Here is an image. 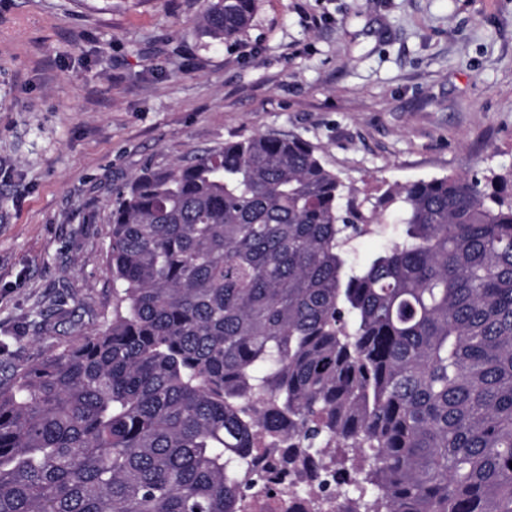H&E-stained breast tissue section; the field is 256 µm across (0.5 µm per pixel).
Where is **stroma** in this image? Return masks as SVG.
<instances>
[{
	"mask_svg": "<svg viewBox=\"0 0 512 512\" xmlns=\"http://www.w3.org/2000/svg\"><path fill=\"white\" fill-rule=\"evenodd\" d=\"M203 0H0V381L112 321L114 190L255 134L356 191L512 165V0H256L231 42Z\"/></svg>",
	"mask_w": 512,
	"mask_h": 512,
	"instance_id": "35a3bbf8",
	"label": "stroma"
}]
</instances>
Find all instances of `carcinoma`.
Returning <instances> with one entry per match:
<instances>
[{"label":"carcinoma","mask_w":512,"mask_h":512,"mask_svg":"<svg viewBox=\"0 0 512 512\" xmlns=\"http://www.w3.org/2000/svg\"><path fill=\"white\" fill-rule=\"evenodd\" d=\"M115 196L112 323L0 383V512H240L285 444L363 512H512V165L388 189L400 235L359 266L385 214L297 136ZM385 230L378 228L375 232L357 237L350 245L348 261L352 265L362 264L372 253L381 248L397 228V224H383Z\"/></svg>","instance_id":"carcinoma-1"}]
</instances>
